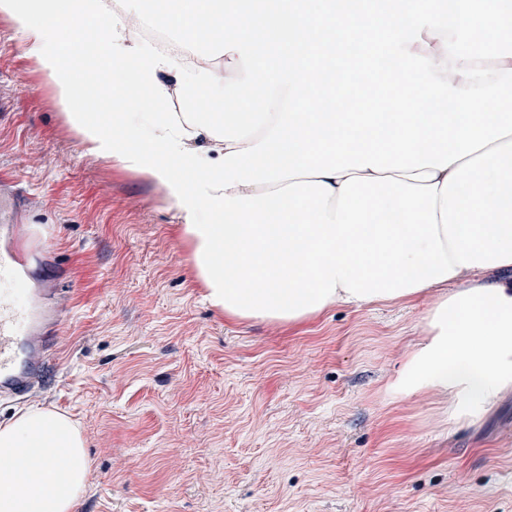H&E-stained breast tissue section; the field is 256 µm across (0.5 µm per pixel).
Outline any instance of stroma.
<instances>
[{"label": "stroma", "instance_id": "1", "mask_svg": "<svg viewBox=\"0 0 512 512\" xmlns=\"http://www.w3.org/2000/svg\"><path fill=\"white\" fill-rule=\"evenodd\" d=\"M47 234L63 322L45 384L0 401L69 418L77 512H512V389L476 423L391 398L431 298L235 321L204 298L163 192L88 154L0 18V183Z\"/></svg>", "mask_w": 512, "mask_h": 512}]
</instances>
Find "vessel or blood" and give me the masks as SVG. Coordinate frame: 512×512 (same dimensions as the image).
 <instances>
[{
	"label": "vessel or blood",
	"instance_id": "obj_1",
	"mask_svg": "<svg viewBox=\"0 0 512 512\" xmlns=\"http://www.w3.org/2000/svg\"><path fill=\"white\" fill-rule=\"evenodd\" d=\"M25 199L0 196V398L22 397L39 382L62 324L47 307L44 283L29 275L43 255L42 234L23 229Z\"/></svg>",
	"mask_w": 512,
	"mask_h": 512
}]
</instances>
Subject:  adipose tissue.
Returning <instances> with one entry per match:
<instances>
[{"label": "adipose tissue", "mask_w": 512, "mask_h": 512, "mask_svg": "<svg viewBox=\"0 0 512 512\" xmlns=\"http://www.w3.org/2000/svg\"><path fill=\"white\" fill-rule=\"evenodd\" d=\"M444 2L156 0L175 49L144 42L141 0H0V17L87 152L165 191L225 317L439 289L390 392L455 394L453 424L512 388V0ZM477 26L501 50L477 53ZM65 33L96 65L67 64ZM87 478L67 417L0 428V512H75Z\"/></svg>", "instance_id": "1"}]
</instances>
